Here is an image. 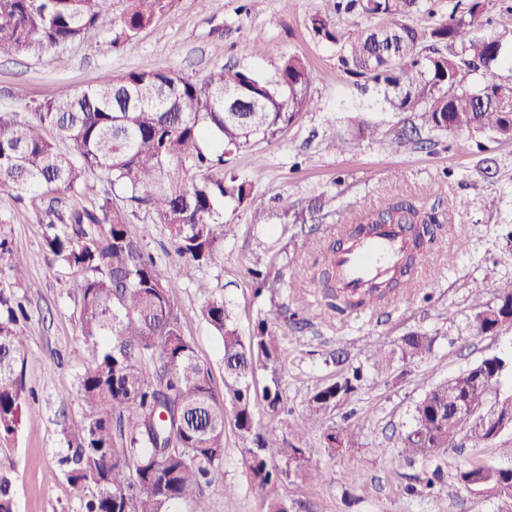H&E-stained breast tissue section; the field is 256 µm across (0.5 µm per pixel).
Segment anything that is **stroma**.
Masks as SVG:
<instances>
[{
    "instance_id": "obj_1",
    "label": "stroma",
    "mask_w": 512,
    "mask_h": 512,
    "mask_svg": "<svg viewBox=\"0 0 512 512\" xmlns=\"http://www.w3.org/2000/svg\"><path fill=\"white\" fill-rule=\"evenodd\" d=\"M333 0H175L140 35L135 52L110 45L112 27L127 0L112 10L79 44L65 47L66 68L53 55L0 58V112H27L68 88L94 86L103 73L175 70L201 79L228 64L275 76L283 58L296 56L310 69L308 92L319 110L275 140L240 151L234 171L253 187L246 208L231 214L236 236L225 239L214 263L201 275L224 299L242 335H249L260 310L280 305L293 315L278 330L283 361L278 377L288 414L258 412L261 433L286 437L300 422L309 392L337 372L340 355L364 358L367 342H392L413 330L434 337L431 355L397 368L391 375L369 374L358 393L333 414L354 411L366 417L358 447L329 457L319 430L308 431L302 446L321 469L335 472V483L290 478L279 487L291 512H498L499 501L476 497L456 480L460 467L474 463L512 466V434L489 446L451 448L431 462L405 465L397 460L401 439L411 425L415 402L437 381L450 378L483 358L512 352V328L478 335L470 321L480 305L494 300L501 281L512 280V140H491L476 132L439 135L437 144L416 149L396 144V133L410 129L411 116L389 111L375 89L360 90L341 69L334 46L313 39L308 18L330 11ZM263 45L260 58L245 56L246 43ZM24 88L25 99L15 91ZM364 115L379 127L376 139H357L338 152L325 134L327 120L345 129L350 117ZM489 157V170L477 163ZM299 205L322 198L324 207L304 224L283 223L279 197ZM411 200L443 223L431 245L422 281L399 292L384 306L339 315L329 311L319 289L291 290L292 273L313 270L324 241L345 224L352 211L384 207L392 198ZM43 192L16 198L0 189V236L14 249L13 262L39 283L27 304L23 328V379L27 405L12 449L0 452V471L11 480L14 512H79L60 460L68 452L64 429L88 414L77 392L84 370L85 340L78 325L80 289L75 276L51 263L43 248ZM265 213L255 224L252 211ZM147 248L176 281L174 294L185 336L201 363L222 388L221 340L200 316L204 294L179 276L180 258L165 229L152 227ZM271 267L274 297H255L250 276L256 264ZM483 293L474 296L473 285ZM246 441L226 424L224 461L205 487L210 512H262L247 473Z\"/></svg>"
}]
</instances>
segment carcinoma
Instances as JSON below:
<instances>
[{
	"label": "carcinoma",
	"mask_w": 512,
	"mask_h": 512,
	"mask_svg": "<svg viewBox=\"0 0 512 512\" xmlns=\"http://www.w3.org/2000/svg\"><path fill=\"white\" fill-rule=\"evenodd\" d=\"M174 0H129L125 15L112 27V47L134 50L143 29ZM112 0H0V57L40 56L82 42L111 8ZM422 0H333V12L356 13L372 25L344 31L318 11L308 18L314 39L336 47L343 71L365 89L383 91L387 108L420 120L411 133L398 135L399 145L425 142L421 133L476 131L512 138V82H479L493 67L512 65L502 41L479 35L475 21L485 0H469L460 11L448 6V19L416 27L411 16ZM310 71L290 56L276 75L264 79L248 67L226 66L204 80L174 70L105 74L93 87L71 92L36 106L32 112L0 113V188L17 193L39 186L53 194L45 209L44 249L51 260L79 278V325L85 339L86 368L78 392L90 409L68 433L72 454L60 461L82 512H170L182 502L187 512H210L203 488L224 459V425L233 419L246 449L251 489L265 512H290L277 495L279 483L310 474L336 481L322 472L298 446L312 426L322 430L323 447L338 454L359 444L364 420L350 412L339 425L327 420L365 382L363 366H351L315 387L306 400L301 423L291 438L257 431L255 373H270L262 390L267 412L285 411L278 379L281 363L276 329L284 313L257 318L241 334L224 306L209 296L200 316L223 345L224 385L218 393L208 367L201 364L183 334L171 277L146 252L145 235L131 230L132 219L146 216L166 228L181 258V277L203 293L209 284L197 272L221 253L224 239L237 225L224 212L238 210L252 186L235 175L234 157L251 145L268 142L292 125L304 111L318 108L308 95ZM359 137L377 127L362 115L350 118ZM54 131L57 139L48 137ZM64 146H59L58 141ZM92 177L110 190L85 196ZM420 209L395 198L362 218L353 213L344 225L351 237L376 224H404L413 233L412 252L393 283L348 296L336 284L332 256L338 241L321 248L320 279L327 288V308L344 313L375 309L396 294L414 263L427 262L434 238ZM28 319L23 299L0 290V447L15 440L26 397L22 381L21 325ZM478 335L512 327V281L499 286L496 299L471 320ZM435 339L412 331L391 348L368 345L366 365L378 374L428 357ZM501 359L486 357L454 377L435 383L416 402L412 423L398 457L406 462L431 458L466 430L463 444L472 448L492 442L485 411L490 405L484 378ZM462 401L468 415L450 410ZM167 419H157L158 409ZM467 490L485 491L512 512V470L469 464L457 472ZM10 478L0 473V512H13Z\"/></svg>",
	"instance_id": "obj_1"
}]
</instances>
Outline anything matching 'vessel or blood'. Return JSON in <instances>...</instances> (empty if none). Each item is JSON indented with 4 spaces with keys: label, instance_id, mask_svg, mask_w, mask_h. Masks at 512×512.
<instances>
[{
    "label": "vessel or blood",
    "instance_id": "b4317fda",
    "mask_svg": "<svg viewBox=\"0 0 512 512\" xmlns=\"http://www.w3.org/2000/svg\"><path fill=\"white\" fill-rule=\"evenodd\" d=\"M411 249L410 238L397 224H380L370 235L346 240L335 255L340 287L361 294L396 278Z\"/></svg>",
    "mask_w": 512,
    "mask_h": 512
}]
</instances>
